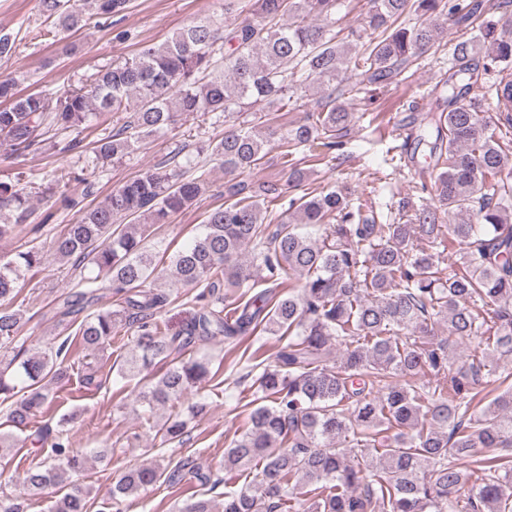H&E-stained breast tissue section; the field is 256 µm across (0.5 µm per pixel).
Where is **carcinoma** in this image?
<instances>
[{
    "label": "carcinoma",
    "instance_id": "1",
    "mask_svg": "<svg viewBox=\"0 0 512 512\" xmlns=\"http://www.w3.org/2000/svg\"><path fill=\"white\" fill-rule=\"evenodd\" d=\"M129 0H36V8L58 31L76 32L88 17L110 19ZM359 24L346 37L331 29L339 0H224V20L246 12L252 18L221 29L209 16L181 26L165 41L105 66L89 84L49 105L47 94L26 93L13 77L0 79V136L12 150L45 142L51 129L76 135L64 151H81L86 131L98 129L104 113L126 112L128 120L99 134L92 152L105 163L119 161L139 144L197 112L229 117L265 102L288 105L297 77L311 80L320 104L289 126H232L208 144L210 155L229 173L256 169L275 145L288 163V185L267 182L251 196L245 184H224V205L212 210L205 231L173 256L168 286L219 282L240 288L254 278L269 288L228 310L221 297H199L200 306L177 334L154 320L169 292L146 285L154 255L143 243L142 224H169L207 190V174L187 178L182 168L157 164L140 171L96 205H82L95 191V172L81 178V195L65 197L79 208L51 248L61 261L84 270L93 289L63 303L61 316L80 312L98 292L122 297L115 310L85 316L76 343L93 354L129 329L136 344L121 371L135 375L163 363L155 383L136 396L152 413L194 387L214 379L212 357L174 360L194 344L233 342L259 332L283 342L275 362L241 367L252 379L254 399L248 427L224 450L228 472L257 466L254 485L214 499L199 498L177 512H512V186L502 177L505 154L496 131L512 132V35L484 19L485 0H367ZM467 28L476 21L478 39L445 48L443 22ZM448 51L452 73L435 100L439 114L410 137L404 151L421 154L438 170L435 192L454 224L442 223L439 208L422 205L407 222L378 224L353 205L343 185L320 194L286 198L311 170L312 162L345 147L353 113L339 89L354 69L384 88L419 54ZM496 98L494 130L483 115L485 94ZM288 200V208L269 210ZM478 202L480 223L470 221ZM0 205L31 216L28 196L0 182ZM276 229L267 232L268 224ZM320 231L315 237L298 225ZM416 241L435 252L410 253ZM458 253L457 268L441 276L444 253ZM38 249L0 262V301L14 300L24 273L39 267ZM294 278L296 291L279 292ZM26 311L0 306V455L20 452L32 416L57 398L67 376L59 362L68 341L41 353L8 354L25 325ZM472 338L484 348L455 373L448 362ZM431 374L433 380L421 382ZM28 392L13 400L17 382ZM189 419L168 417L162 438L176 441ZM45 468L30 467L21 482L31 495L53 490L49 512H88L89 492L81 475L89 458L48 428ZM351 439L352 448L337 441ZM185 465L133 467L112 484L111 498L124 501L159 480L177 485ZM481 482H471L473 474Z\"/></svg>",
    "mask_w": 512,
    "mask_h": 512
}]
</instances>
